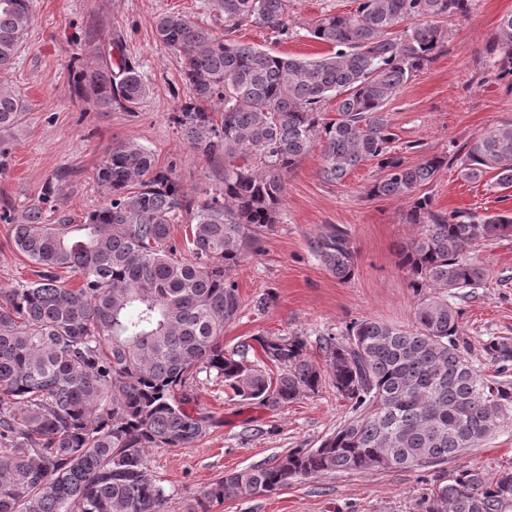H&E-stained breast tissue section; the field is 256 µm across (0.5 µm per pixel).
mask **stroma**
Returning a JSON list of instances; mask_svg holds the SVG:
<instances>
[{
	"label": "stroma",
	"instance_id": "35a3bbf8",
	"mask_svg": "<svg viewBox=\"0 0 512 512\" xmlns=\"http://www.w3.org/2000/svg\"><path fill=\"white\" fill-rule=\"evenodd\" d=\"M354 7L353 0H291V37L281 39L250 24L238 28L235 38L277 54L318 56L327 47L310 37L307 24L326 11ZM32 12L22 53L12 69L0 72V86L20 91L29 105L18 123L0 130V150L7 153V166L0 170V210L18 215L37 203L44 185L66 171L70 177L47 211L82 223L105 202L97 171L105 154L121 143L152 151L158 166H173L193 196L222 188L223 161L207 159L185 144L170 121L178 104L172 91L182 86L180 57L154 35V21L165 12L182 13L223 33L224 17L211 0H32ZM509 13L512 0H475L467 16L441 19L447 33L444 52L386 107L395 148L420 147L419 153L406 152L407 162L422 153L450 158V165L420 189L438 209L480 215L512 210V188H498L490 178L468 182L458 173V160L471 138L512 123V91L489 76L484 62L486 43ZM117 39L141 66L144 99L132 112L75 101L70 59L97 63L98 46ZM322 163L315 149L288 173L278 224L263 236L258 255L231 271L242 307L224 329L225 348L262 334L297 335L306 343L308 360L320 366L321 339L343 334L352 322L375 318L411 326L417 300L397 257L398 248L417 232L405 221L406 202L367 195L378 175L374 162L361 164L336 183L321 179ZM325 224L346 226L352 234L358 257L350 281L337 280L311 252L310 240ZM467 256L488 275L480 288L461 291L453 304L470 345L469 360L481 375L491 376L495 367L485 358L482 341L512 339V237L479 241ZM34 277V264L17 250L10 225L0 220V288ZM269 290L277 295L275 306L257 310L254 299ZM194 397L220 424L189 447L150 449V472L167 495L165 512H200L201 491L225 472L318 447L350 415L348 403L329 386L278 410L232 400L223 384L212 380L197 383ZM453 465L512 468V418ZM432 483L429 469L317 474L272 494L225 500L211 512H418Z\"/></svg>",
	"mask_w": 512,
	"mask_h": 512
}]
</instances>
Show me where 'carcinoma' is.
<instances>
[{
	"mask_svg": "<svg viewBox=\"0 0 512 512\" xmlns=\"http://www.w3.org/2000/svg\"><path fill=\"white\" fill-rule=\"evenodd\" d=\"M224 34L175 12L156 20V37L179 53L187 95L172 121L194 150L224 158V187L196 198L154 154L120 144L97 180L108 200L81 224L50 223L38 204L7 214L16 248L38 278L0 288V512H165V490L149 473V449L188 445L215 425L191 393L201 373L242 402L285 407L325 383L355 417L319 447L227 472L198 500L201 512L226 499L274 493L299 477L377 469H434L422 512H512V471L442 466L477 446L512 415V383L482 377L465 357L459 312L449 298L479 287L484 267L463 257L475 241L512 236V212L480 216L441 211L418 195L448 165L443 155L415 163L393 153L387 102L445 47L436 21L465 16L473 0H356L350 12L325 13L311 38L330 51L315 58L239 44L238 27L260 24L288 35L289 0H211ZM32 0H0V71L12 68L32 23ZM91 66L70 62L71 96L98 108L132 112L146 95L140 65L120 43ZM486 67L512 89V13L486 45ZM336 98V115L324 116ZM217 101L222 112L207 104ZM28 110L0 87V128ZM321 177L343 180L373 160L380 171L368 194L409 203L406 223L420 228L399 251L418 297L413 328L379 319L323 338L325 368L305 357L298 336H254L272 374L248 359L253 346L224 348V326L241 308L229 273L258 252L279 223L284 178L314 148ZM495 172L512 188V124L465 145L461 177ZM190 217L188 260L171 226ZM317 259L341 282L355 272L348 228L328 224L311 241ZM79 275L67 288L58 270ZM487 359L512 368V341L482 343Z\"/></svg>",
	"mask_w": 512,
	"mask_h": 512,
	"instance_id": "carcinoma-1",
	"label": "carcinoma"
}]
</instances>
